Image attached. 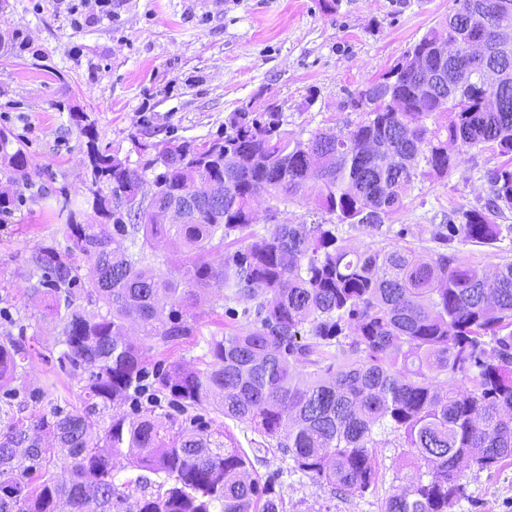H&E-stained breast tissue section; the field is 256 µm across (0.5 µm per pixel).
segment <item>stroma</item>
<instances>
[{"instance_id":"stroma-1","label":"stroma","mask_w":512,"mask_h":512,"mask_svg":"<svg viewBox=\"0 0 512 512\" xmlns=\"http://www.w3.org/2000/svg\"><path fill=\"white\" fill-rule=\"evenodd\" d=\"M80 0H7L0 10V129L20 140L31 185L0 220V336L24 337L31 357L14 383L20 396L0 395V409L29 418L58 406L80 407L81 385L58 374V330L48 299L34 295L30 255L35 244L66 240L52 212L67 189L81 197L90 176L85 137L70 119L84 112L100 146L142 162L140 146L174 139L207 140L224 133L241 104L276 101L285 130L308 138L319 129L340 131L359 121L351 93L390 68L453 0H338L323 13L318 0H112V13L74 26ZM502 161L484 145L470 149L448 180L416 183L405 206L386 222L379 239L405 230L421 252L430 229L445 214L483 204L487 173ZM497 247L456 242L460 256L488 263L512 261V212L499 219ZM224 293L201 295L193 335L164 344L145 341L148 361L173 356L195 362L204 342L227 320ZM376 493L339 500L330 487L294 471L279 453H258L259 475L279 472L276 491L287 512H377L398 487L396 437L379 435ZM455 512H512V460L493 470L466 472L465 496Z\"/></svg>"}]
</instances>
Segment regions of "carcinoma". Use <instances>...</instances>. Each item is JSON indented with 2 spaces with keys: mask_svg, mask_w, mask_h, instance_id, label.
<instances>
[{
  "mask_svg": "<svg viewBox=\"0 0 512 512\" xmlns=\"http://www.w3.org/2000/svg\"><path fill=\"white\" fill-rule=\"evenodd\" d=\"M454 2L393 67L354 92L361 120L339 134L303 140L282 129L277 110L240 108L224 136L144 144L147 159L133 169L69 109L88 139L92 213L81 218L60 189L55 216L66 251L43 242L30 263L34 293H52L63 346L55 369L84 382L82 407H54L0 432V512H284L277 475H258L228 429L197 423L193 412L206 408L249 427L263 449L343 500L376 491L377 436L395 434L416 472L396 467L407 485L378 512H453L468 468L512 459V262L489 268L453 248L457 239L495 246L502 227L494 217L512 211V53L500 51L512 44V0ZM486 12V55L467 64V94L451 97L462 66L451 57L446 85L420 93L414 61L437 65L439 42H468ZM487 66L505 75L494 90L500 112L486 109L477 81ZM12 144L0 130V164L25 182L26 154ZM482 144L505 161L487 172L481 208L433 225L430 255L403 229L384 246L354 247L336 235L338 223L380 230L416 181L447 178ZM159 167L160 190L145 206L139 187ZM209 179L224 183V198L203 199L185 223H167L172 201ZM295 198L329 218L255 234ZM159 243L180 255L166 273L146 263L145 250ZM82 261L93 312L74 300ZM212 289L249 306L225 310L232 322L207 341L201 366L177 358L148 366L130 328L165 344L191 336L199 296ZM28 358L21 341L0 336L4 394L15 393ZM142 394L170 399L183 418L153 408L106 416ZM125 463L144 472L135 494L114 481Z\"/></svg>",
  "mask_w": 512,
  "mask_h": 512,
  "instance_id": "cac0c4a2",
  "label": "carcinoma"
}]
</instances>
